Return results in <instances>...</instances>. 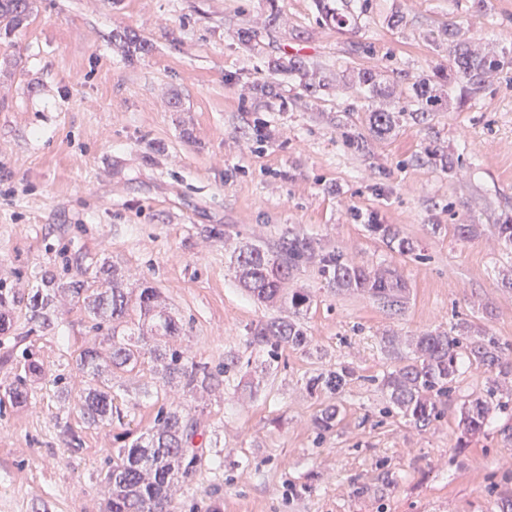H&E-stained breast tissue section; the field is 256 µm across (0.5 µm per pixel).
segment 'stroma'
I'll list each match as a JSON object with an SVG mask.
<instances>
[{"label":"stroma","instance_id":"35a3bbf8","mask_svg":"<svg viewBox=\"0 0 512 512\" xmlns=\"http://www.w3.org/2000/svg\"><path fill=\"white\" fill-rule=\"evenodd\" d=\"M278 5L272 28L266 0H32L23 24L0 35V282L19 298L0 334V512H105L106 461L170 405L204 426L201 467L175 486L171 512H512V375L465 362L426 427L380 387L399 364L390 336L461 325L495 338L512 362V246L496 231L512 216V69L465 106L361 151L343 133L365 128L371 101L341 80L367 66L413 77L447 68L428 34L448 22L512 50V0H368L362 26L345 34L317 23L314 0ZM247 28L271 30L260 53L243 46ZM126 35L146 50L127 56ZM354 42L364 53L347 54ZM284 54L337 87L312 95L271 76L269 56ZM270 79L278 97H254ZM434 147L453 171L417 163ZM373 224L397 227L415 252L391 251ZM462 224L476 234L460 237ZM292 232L396 269L410 289L404 308L330 288L307 262L289 285L311 296L298 317L309 347L274 362L248 348L251 324L288 310L239 287L233 251L273 250ZM89 268L157 289L181 326L160 345L214 371L239 356L229 386L186 395L153 362L106 366L112 421L88 423L75 364L96 343L85 313L59 292L58 324L45 330L25 303L44 270L66 282ZM30 354L46 374L17 405L10 392ZM341 365L354 370L342 392L307 391ZM477 398L488 420L469 434L462 413ZM330 405L336 424L318 434Z\"/></svg>","mask_w":512,"mask_h":512}]
</instances>
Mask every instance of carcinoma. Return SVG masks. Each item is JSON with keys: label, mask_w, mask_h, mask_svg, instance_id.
<instances>
[{"label": "carcinoma", "mask_w": 512, "mask_h": 512, "mask_svg": "<svg viewBox=\"0 0 512 512\" xmlns=\"http://www.w3.org/2000/svg\"><path fill=\"white\" fill-rule=\"evenodd\" d=\"M317 21L338 31L353 30L360 26L367 8L356 12L349 0H342V7L327 0H315ZM31 0H0V31L11 32L30 10ZM437 46H448L449 70L436 71L410 83V92L403 104L390 106L394 91L387 79L372 68L355 72L358 87L376 103L369 112L368 135L384 139L400 126L401 120H413L447 109L451 100V86L460 85L466 97H473L484 90L489 78L512 64V59L483 53L460 37V29L453 23L430 33ZM274 74L299 78L305 91L315 94L326 88L317 79V69L298 56L284 55L269 62ZM369 230L386 241L387 246L402 255L415 251L413 241L386 224H370ZM315 259L318 271L328 286L338 290L357 291L368 295L382 306L400 307L407 285L398 272L391 268L370 270L349 261L340 250H317L314 241L295 234L282 239L277 250L270 253L258 246L235 251V273L242 288L257 302L280 303L299 314L311 303L310 296L298 289L284 288L288 276L304 263ZM67 290L80 304L92 329L108 326L103 340L112 348L111 364L115 370L134 371L145 357L163 366L164 377L177 380L188 392L203 388H216L224 380L212 373L208 366L189 363L178 350L161 349L151 344L158 336H175L180 327L157 304L156 289L142 286L137 292L129 291L112 280L104 288H93L85 280L62 282L53 274L45 277L44 287L29 299L32 317L44 326L57 322L54 306L56 291ZM135 309L139 313L137 340L120 336L117 323ZM466 331L453 336L450 333L426 332L416 337L408 352L400 357V365L381 380V388L390 403L397 407L414 425L427 426L441 416L439 404L448 395V384L460 369V349L469 348V359L500 375L509 374L503 361L502 348L492 339L464 343ZM309 343L307 333L295 320L258 322L248 329V347L267 352L269 360L277 357L278 349L291 347L303 349ZM77 369L89 379L83 400V411L91 423L112 419V387L98 383L101 353L95 346L83 349L76 359ZM353 372L346 366L320 372L309 381L312 389L336 394L343 389ZM489 407L476 401L463 412L466 430L478 432L487 421ZM203 435L200 422L177 409L158 411L154 426L145 436L117 450L112 455L103 480L111 490L107 512H169L172 487L177 477H190L195 473L202 455L195 439Z\"/></svg>", "instance_id": "cac0c4a2"}]
</instances>
